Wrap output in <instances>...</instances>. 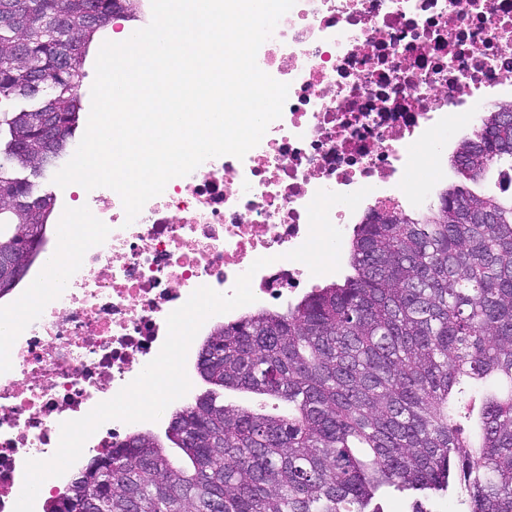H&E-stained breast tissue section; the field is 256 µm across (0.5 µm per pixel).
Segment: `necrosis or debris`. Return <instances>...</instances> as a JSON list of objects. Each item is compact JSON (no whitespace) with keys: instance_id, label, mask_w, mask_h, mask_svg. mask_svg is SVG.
Here are the masks:
<instances>
[{"instance_id":"obj_1","label":"necrosis or debris","mask_w":512,"mask_h":512,"mask_svg":"<svg viewBox=\"0 0 512 512\" xmlns=\"http://www.w3.org/2000/svg\"><path fill=\"white\" fill-rule=\"evenodd\" d=\"M257 64L289 92L244 159L170 180L130 224L114 190L66 191L74 223L96 229L62 283L20 301L0 348V512L26 460L51 458L62 422L138 376L198 287L229 293L263 256L258 304L310 284L286 254L307 239L318 190L368 188L365 212L401 205L403 172L512 87V0H296Z\"/></svg>"}]
</instances>
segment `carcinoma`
<instances>
[{"instance_id": "obj_1", "label": "carcinoma", "mask_w": 512, "mask_h": 512, "mask_svg": "<svg viewBox=\"0 0 512 512\" xmlns=\"http://www.w3.org/2000/svg\"><path fill=\"white\" fill-rule=\"evenodd\" d=\"M93 6L100 23L85 25ZM139 7L0 0L17 19L0 26V53L27 45L24 58L0 64V99L40 100L0 111V189L37 201L22 213L0 204V249L24 260L0 268V298L40 255L55 201L35 178L74 142L90 44ZM36 69L55 71L37 92ZM46 119L57 127L51 150L21 158L15 143H37ZM483 124L453 159L472 182L512 159V121L489 112ZM349 265L343 282L284 311L260 308L210 331L197 368L214 389L166 431L181 459L135 432L91 459L44 512H385L394 494L428 512L429 500L454 492L466 512H512V200L452 185L417 218L372 210L353 228ZM219 389L286 409L226 405Z\"/></svg>"}]
</instances>
